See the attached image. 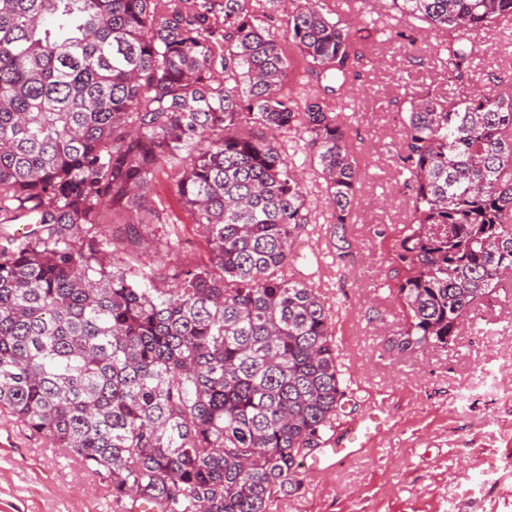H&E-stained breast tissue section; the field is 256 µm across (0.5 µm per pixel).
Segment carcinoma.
<instances>
[{
    "label": "carcinoma",
    "instance_id": "obj_1",
    "mask_svg": "<svg viewBox=\"0 0 512 512\" xmlns=\"http://www.w3.org/2000/svg\"><path fill=\"white\" fill-rule=\"evenodd\" d=\"M252 2L0 0V413L154 512H265L347 397L330 308L285 273L311 210L275 135H308L350 223L358 172L323 98H351L360 44L320 0H265L290 5L309 76L292 99ZM382 2L383 34L512 18V0ZM472 64L448 42V71ZM397 158L412 222L388 244L389 349L446 348L512 271V93L412 95ZM164 165L210 246L173 293L72 243L98 205H144Z\"/></svg>",
    "mask_w": 512,
    "mask_h": 512
}]
</instances>
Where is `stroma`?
I'll use <instances>...</instances> for the list:
<instances>
[{"label":"stroma","mask_w":512,"mask_h":512,"mask_svg":"<svg viewBox=\"0 0 512 512\" xmlns=\"http://www.w3.org/2000/svg\"><path fill=\"white\" fill-rule=\"evenodd\" d=\"M361 93L337 113L347 126L359 172L356 207L345 250L334 247L325 183L313 158L295 173L313 202L310 224L294 245L292 264L330 308L347 385L341 419L382 407L391 428L372 447L319 472L299 466L298 485L272 496L267 512H512V278L497 298L476 303L450 346L404 355L388 340L403 313L388 286L386 243L409 221L406 177L396 159L405 102L434 87L460 98L512 73V22L473 33L472 73L448 78L443 32L405 28L387 41L362 30ZM178 169L159 170L147 208L131 213L103 205L101 224L75 246L101 241L112 265L133 278L155 269L156 287L175 289L178 271L200 264L207 246L177 201ZM137 223L148 249H134L123 230ZM0 512H124L100 477L76 457L51 447L11 417L0 418Z\"/></svg>","instance_id":"1"}]
</instances>
